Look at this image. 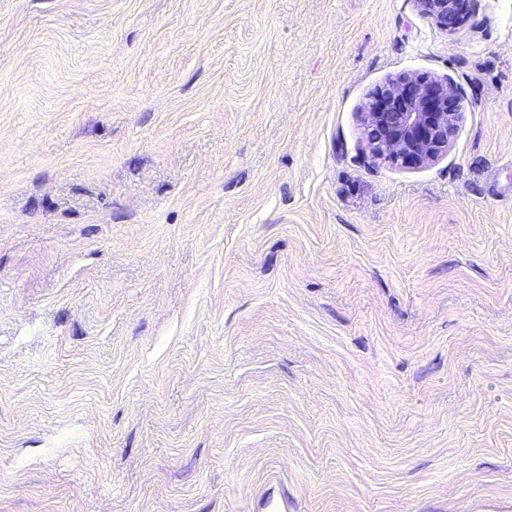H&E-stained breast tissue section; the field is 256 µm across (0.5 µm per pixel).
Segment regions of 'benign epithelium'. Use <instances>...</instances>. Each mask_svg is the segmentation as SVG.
Listing matches in <instances>:
<instances>
[{"instance_id": "benign-epithelium-1", "label": "benign epithelium", "mask_w": 512, "mask_h": 512, "mask_svg": "<svg viewBox=\"0 0 512 512\" xmlns=\"http://www.w3.org/2000/svg\"><path fill=\"white\" fill-rule=\"evenodd\" d=\"M416 3L446 31L461 20L459 0ZM464 112V97L450 81L406 74L377 89L362 113L364 135L374 158L421 166L447 154Z\"/></svg>"}]
</instances>
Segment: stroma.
Listing matches in <instances>:
<instances>
[{"label":"stroma","mask_w":512,"mask_h":512,"mask_svg":"<svg viewBox=\"0 0 512 512\" xmlns=\"http://www.w3.org/2000/svg\"><path fill=\"white\" fill-rule=\"evenodd\" d=\"M0 0V512H512V0ZM412 72L466 112L372 161ZM420 12L440 28L453 31L461 20L460 0H415ZM463 102L446 79L406 74L379 87L362 113L372 156L421 166L447 154L465 112Z\"/></svg>","instance_id":"1"}]
</instances>
